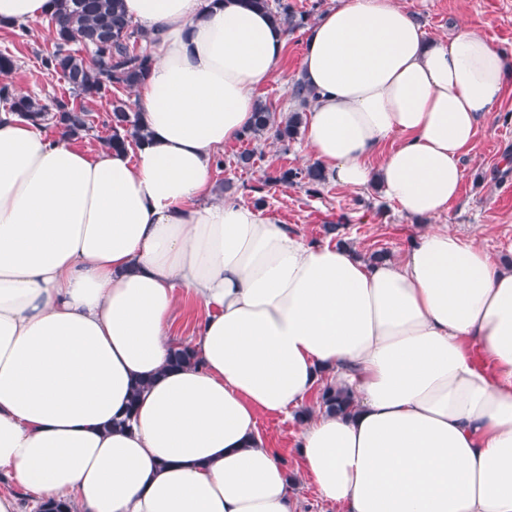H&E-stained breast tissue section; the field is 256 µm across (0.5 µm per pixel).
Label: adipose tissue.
<instances>
[{"mask_svg": "<svg viewBox=\"0 0 512 512\" xmlns=\"http://www.w3.org/2000/svg\"><path fill=\"white\" fill-rule=\"evenodd\" d=\"M123 8L151 46L145 142L88 153L0 107V474L71 512H297L259 418L329 385L351 415L312 408L298 443L336 512H512V266L445 225L370 261L214 200L288 35L239 0ZM53 10L0 0V29ZM300 68L314 160L409 218L458 198L512 83L484 33L429 39L396 0H339ZM185 294L204 315L173 368Z\"/></svg>", "mask_w": 512, "mask_h": 512, "instance_id": "obj_1", "label": "adipose tissue"}]
</instances>
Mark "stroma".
I'll return each mask as SVG.
<instances>
[{"label":"stroma","instance_id":"obj_1","mask_svg":"<svg viewBox=\"0 0 512 512\" xmlns=\"http://www.w3.org/2000/svg\"><path fill=\"white\" fill-rule=\"evenodd\" d=\"M421 24L428 36L445 38L454 26L466 24L484 31L499 49L512 55V0H397ZM304 30L290 34L288 50L280 71L257 89L258 100L277 116H285L294 104L288 91L298 76L304 48ZM52 46L43 22L29 26L25 37L0 31V51H9L19 59L17 69L5 82L13 92L50 100L66 94L67 86L57 76L46 74L37 57ZM131 91H113L111 99L89 103L93 127L75 140L76 148L92 152L100 148L109 133L107 121L113 101L130 102ZM255 149L258 160L243 168L236 159L245 148ZM224 167L214 170L217 198L254 204V188L266 174L286 165L303 167L311 163L303 138L279 143L271 136L245 144L237 141L225 147ZM268 210L282 223L305 239L327 242L325 227L341 223L343 237L363 256L386 250L391 259L403 257L413 238L430 225L445 224L471 239L501 263L512 265V84L492 113L478 129L473 150L464 161V180L460 198L447 212L419 220L407 218L387 200L378 188L356 192L333 183L325 184L319 194H311L302 185L288 188L272 186L264 195ZM262 436L277 448L282 462L296 482L293 492L299 512H332L302 473L297 435L298 419L264 415L259 419Z\"/></svg>","mask_w":512,"mask_h":512}]
</instances>
